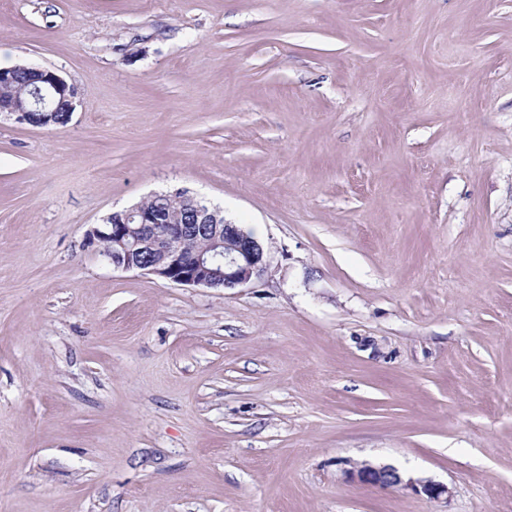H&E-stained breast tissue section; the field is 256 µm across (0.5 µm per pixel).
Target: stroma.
Segmentation results:
<instances>
[{"instance_id":"stroma-1","label":"stroma","mask_w":512,"mask_h":512,"mask_svg":"<svg viewBox=\"0 0 512 512\" xmlns=\"http://www.w3.org/2000/svg\"><path fill=\"white\" fill-rule=\"evenodd\" d=\"M15 65L78 105L0 120V512H512V0H0ZM181 190L260 280L88 245ZM345 475L350 482L369 484L381 489L401 488L415 494H423L430 499L448 495L447 486L413 478L404 480L401 474L390 466L377 467L364 463L346 470Z\"/></svg>"}]
</instances>
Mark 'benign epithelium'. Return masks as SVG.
<instances>
[{
    "label": "benign epithelium",
    "mask_w": 512,
    "mask_h": 512,
    "mask_svg": "<svg viewBox=\"0 0 512 512\" xmlns=\"http://www.w3.org/2000/svg\"><path fill=\"white\" fill-rule=\"evenodd\" d=\"M20 75L29 77L30 90L22 97L13 86ZM77 91L56 71L16 65L0 69V115L19 124L50 128L68 124L76 109ZM183 215L172 222L163 213L135 204L90 228L87 237L95 245L106 240L112 250L101 252L113 267L137 270L170 283L194 288H243L267 270V251L262 242L224 219V213L203 200L178 192ZM190 238H204L207 247L188 251ZM351 482L381 489L401 488L430 499L448 494V487L409 478L390 466L367 463L345 471Z\"/></svg>",
    "instance_id": "benign-epithelium-1"
}]
</instances>
